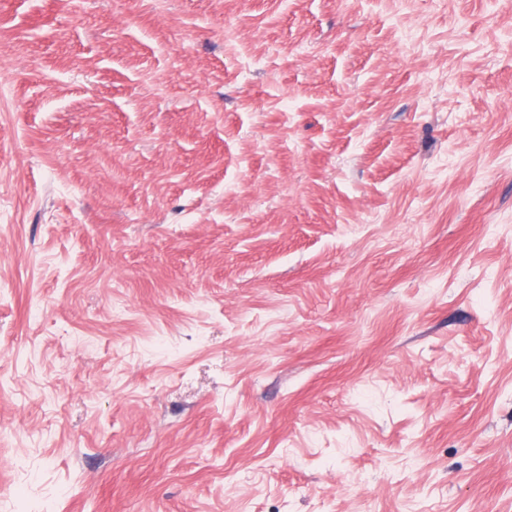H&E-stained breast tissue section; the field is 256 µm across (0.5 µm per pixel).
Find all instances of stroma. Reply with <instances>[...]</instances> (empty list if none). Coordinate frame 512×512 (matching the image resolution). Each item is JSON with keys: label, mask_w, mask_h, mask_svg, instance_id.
I'll list each match as a JSON object with an SVG mask.
<instances>
[{"label": "stroma", "mask_w": 512, "mask_h": 512, "mask_svg": "<svg viewBox=\"0 0 512 512\" xmlns=\"http://www.w3.org/2000/svg\"><path fill=\"white\" fill-rule=\"evenodd\" d=\"M0 512H512V0H0Z\"/></svg>", "instance_id": "stroma-1"}]
</instances>
